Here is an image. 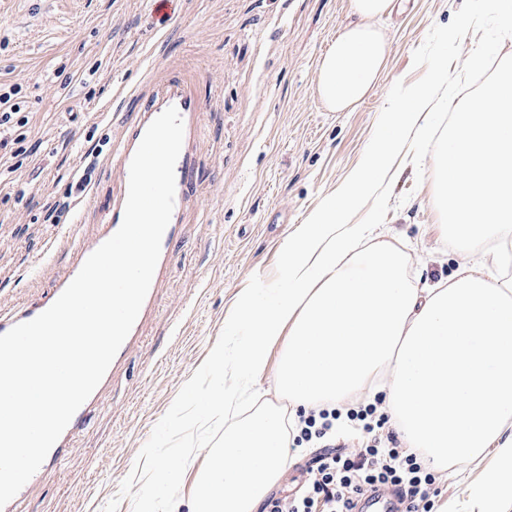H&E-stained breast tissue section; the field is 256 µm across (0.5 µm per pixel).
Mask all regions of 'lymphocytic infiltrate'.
<instances>
[{
  "mask_svg": "<svg viewBox=\"0 0 512 512\" xmlns=\"http://www.w3.org/2000/svg\"><path fill=\"white\" fill-rule=\"evenodd\" d=\"M388 422L378 402L299 412L286 446L302 464V482L269 496L262 512H358L368 493L394 496L400 512H433L436 477L418 453L402 448ZM344 427L359 430L357 447L340 445Z\"/></svg>",
  "mask_w": 512,
  "mask_h": 512,
  "instance_id": "obj_1",
  "label": "lymphocytic infiltrate"
}]
</instances>
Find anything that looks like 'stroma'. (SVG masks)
Here are the masks:
<instances>
[{
    "mask_svg": "<svg viewBox=\"0 0 512 512\" xmlns=\"http://www.w3.org/2000/svg\"><path fill=\"white\" fill-rule=\"evenodd\" d=\"M452 0H402L377 25L391 46L384 79L352 112L328 111L314 93L320 57L352 22L349 0H0V82H21V167L0 174V308L36 293L33 256L73 221L68 192L86 153L107 158L118 130L107 109L133 113L161 75L194 85L208 114L194 179L199 217L184 227L173 275L143 343L77 449L28 492L25 512H192L199 479L224 451V414L201 400L224 384L211 363L224 318L242 289L278 279L283 248L308 215L364 163L384 131L392 88L423 84L434 60L474 96L512 64L492 31L456 48ZM483 50V71L466 60ZM433 149L410 140L391 177L352 223L409 257L411 278L448 277L459 257L440 237ZM25 201H18V192ZM60 202L57 224L43 202ZM174 466L181 479L155 482Z\"/></svg>",
    "mask_w": 512,
    "mask_h": 512,
    "instance_id": "stroma-1",
    "label": "stroma"
}]
</instances>
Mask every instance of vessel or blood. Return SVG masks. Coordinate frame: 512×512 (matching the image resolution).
I'll use <instances>...</instances> for the list:
<instances>
[{
    "instance_id": "1",
    "label": "vessel or blood",
    "mask_w": 512,
    "mask_h": 512,
    "mask_svg": "<svg viewBox=\"0 0 512 512\" xmlns=\"http://www.w3.org/2000/svg\"><path fill=\"white\" fill-rule=\"evenodd\" d=\"M176 107L184 123V139L175 165V204L171 221L161 243L160 258L148 294L126 340L120 347L102 381L77 410L58 441L41 466L42 471L56 468L75 445L80 427L100 405L102 396L121 371L129 351L140 342L143 330L151 320L157 297L170 280L174 266L176 246L182 237V226L197 207L196 185L192 176L197 169L202 121L206 109L204 101L191 84L177 76L153 84L138 96V108L131 117L121 119L120 135L112 148L106 173L112 181V199L100 219L93 224H77L70 243V257L66 265L55 271L48 286L34 301L0 310V334L14 325L27 322L49 308L74 279L87 257L120 227L128 193L130 161L149 124L168 107Z\"/></svg>"
}]
</instances>
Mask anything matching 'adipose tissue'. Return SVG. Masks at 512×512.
<instances>
[{"label":"adipose tissue","mask_w":512,"mask_h":512,"mask_svg":"<svg viewBox=\"0 0 512 512\" xmlns=\"http://www.w3.org/2000/svg\"><path fill=\"white\" fill-rule=\"evenodd\" d=\"M396 7L350 0L354 21L317 69L314 92L328 111H354L382 80L390 44L376 22ZM447 75L438 58L425 85L393 94L381 116L390 137L288 238L280 280L243 293L225 318L211 356L224 388L209 398L224 409V453L194 512H257L285 464L289 412L337 408L364 390L383 396L402 444L430 470L485 462L467 497L442 512L512 505V278L488 280L490 266L512 265V68L478 95L451 99L448 134L437 138L421 119ZM411 135L434 144L441 230L465 258L433 286L412 284L406 254L369 245L370 225L350 221ZM266 375L274 400L244 414Z\"/></svg>","instance_id":"obj_1"}]
</instances>
